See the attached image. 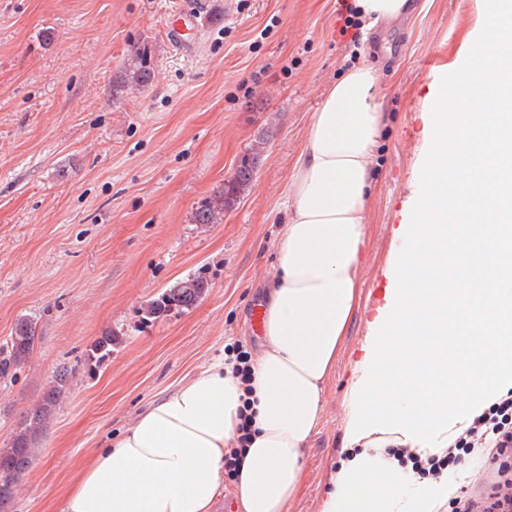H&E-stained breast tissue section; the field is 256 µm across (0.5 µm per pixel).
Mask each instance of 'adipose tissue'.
<instances>
[{"mask_svg": "<svg viewBox=\"0 0 512 512\" xmlns=\"http://www.w3.org/2000/svg\"><path fill=\"white\" fill-rule=\"evenodd\" d=\"M381 94L372 66L355 64L312 117L293 166L250 387L223 363L202 368L92 454L59 512H212L246 404L253 434L236 476V508L284 512L300 490L301 451L318 425L323 382L356 307Z\"/></svg>", "mask_w": 512, "mask_h": 512, "instance_id": "obj_1", "label": "adipose tissue"}]
</instances>
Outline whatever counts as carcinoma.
<instances>
[{
	"label": "carcinoma",
	"mask_w": 512,
	"mask_h": 512,
	"mask_svg": "<svg viewBox=\"0 0 512 512\" xmlns=\"http://www.w3.org/2000/svg\"><path fill=\"white\" fill-rule=\"evenodd\" d=\"M137 59L139 67L132 72L130 79L139 85L146 84L151 77L147 55L139 54ZM255 165L256 157L243 156L234 174L224 181L221 190L198 205L194 213L195 223H219L224 214V205L236 201L252 184L255 178ZM206 288L208 283L202 277L184 279L156 299L148 308L147 315L156 319L173 309L192 308L205 294ZM38 339L37 323L27 319L17 323L6 343L0 346V378L14 375L15 371L31 357ZM117 342L118 337L110 334L98 338L88 351V361L96 365L102 364L112 355V346ZM67 386V373L56 374L49 382L39 405L27 414L21 427L14 434L9 447L0 448V512H12L19 480L32 466L37 438L54 414Z\"/></svg>",
	"instance_id": "carcinoma-1"
}]
</instances>
